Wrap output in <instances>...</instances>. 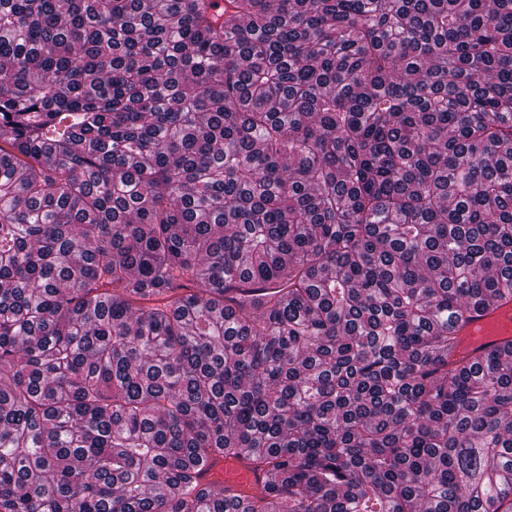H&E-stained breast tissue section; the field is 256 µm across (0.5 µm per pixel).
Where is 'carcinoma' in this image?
I'll return each mask as SVG.
<instances>
[{
	"mask_svg": "<svg viewBox=\"0 0 512 512\" xmlns=\"http://www.w3.org/2000/svg\"><path fill=\"white\" fill-rule=\"evenodd\" d=\"M0 130V512H512V0H0ZM457 354L467 357L479 347L512 340V300L504 301L476 320L457 327ZM204 470L203 483L218 482L224 484V487H231L240 491L253 488L263 479V474L255 472L249 462L225 460L223 457L211 459Z\"/></svg>",
	"mask_w": 512,
	"mask_h": 512,
	"instance_id": "cac0c4a2",
	"label": "carcinoma"
}]
</instances>
